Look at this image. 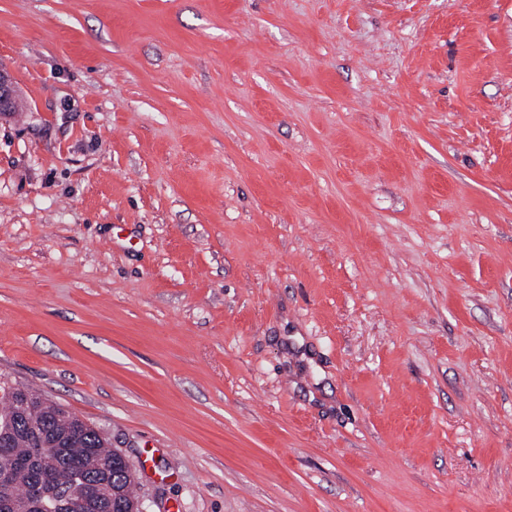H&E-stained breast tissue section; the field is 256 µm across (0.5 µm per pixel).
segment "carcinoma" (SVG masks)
Here are the masks:
<instances>
[{
  "label": "carcinoma",
  "instance_id": "carcinoma-1",
  "mask_svg": "<svg viewBox=\"0 0 512 512\" xmlns=\"http://www.w3.org/2000/svg\"><path fill=\"white\" fill-rule=\"evenodd\" d=\"M29 400L26 415L0 405V512H130L139 502L131 465L102 433L35 391L0 382Z\"/></svg>",
  "mask_w": 512,
  "mask_h": 512
}]
</instances>
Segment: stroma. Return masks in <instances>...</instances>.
Returning <instances> with one entry per match:
<instances>
[{"mask_svg":"<svg viewBox=\"0 0 512 512\" xmlns=\"http://www.w3.org/2000/svg\"><path fill=\"white\" fill-rule=\"evenodd\" d=\"M0 378L147 512H512V0H0Z\"/></svg>","mask_w":512,"mask_h":512,"instance_id":"stroma-1","label":"stroma"}]
</instances>
